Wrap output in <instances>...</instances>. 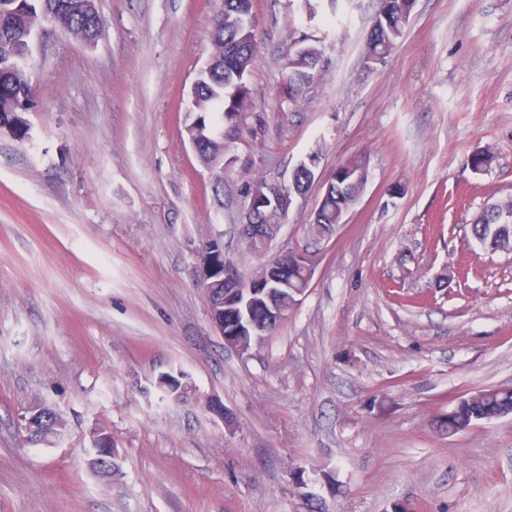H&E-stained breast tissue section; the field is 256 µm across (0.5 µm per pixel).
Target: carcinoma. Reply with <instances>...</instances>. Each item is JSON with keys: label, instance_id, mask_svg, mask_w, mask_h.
<instances>
[{"label": "carcinoma", "instance_id": "carcinoma-1", "mask_svg": "<svg viewBox=\"0 0 512 512\" xmlns=\"http://www.w3.org/2000/svg\"><path fill=\"white\" fill-rule=\"evenodd\" d=\"M414 6L415 0H380L382 17L369 29L365 44L367 59L373 65L383 63L404 36ZM221 9L224 21L213 23L208 71L199 76L196 88L190 93L188 118L183 126L184 139L196 145L195 156L211 175L217 195L224 190V152L241 137L247 125L246 80L258 58L255 38L245 35L246 21L252 16V0H221ZM45 21L88 45L94 44L103 26L95 0H0V131L25 134V111L32 107L33 100L28 69L22 59L29 52L33 31ZM321 58V51L304 39L292 44L283 74L288 100H293L313 81ZM367 166L366 155L355 154L340 164L336 177L342 180L345 172ZM353 205L354 194H331L323 203L317 223L311 225V232L319 236L327 226L342 223ZM490 207L497 211L499 218H490L487 211H482L471 225L472 235L489 251L512 252V197L505 202L492 203ZM206 239L214 244V287L222 288L223 234L214 232ZM155 387L170 397H182V379L173 374L155 380ZM26 410L31 413L35 427L27 437L32 445H43L65 435L67 423L55 407L35 401ZM510 412L512 391L482 389L467 394L460 403L449 407L448 414L438 419L436 425L443 432L454 433ZM97 432L100 444L91 448L88 465L103 476L105 472L97 466L98 455L114 444L112 435L104 428H97Z\"/></svg>", "mask_w": 512, "mask_h": 512}]
</instances>
